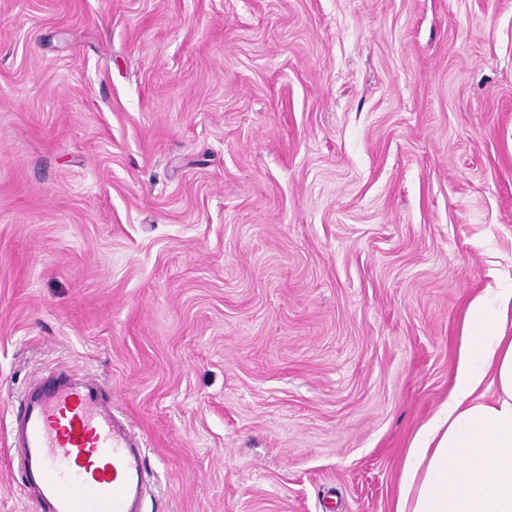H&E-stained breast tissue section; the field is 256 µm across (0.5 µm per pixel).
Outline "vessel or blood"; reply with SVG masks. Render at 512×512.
I'll use <instances>...</instances> for the list:
<instances>
[{
	"mask_svg": "<svg viewBox=\"0 0 512 512\" xmlns=\"http://www.w3.org/2000/svg\"><path fill=\"white\" fill-rule=\"evenodd\" d=\"M16 439L43 512H143L152 471L142 439L97 382H41L25 397Z\"/></svg>",
	"mask_w": 512,
	"mask_h": 512,
	"instance_id": "vessel-or-blood-1",
	"label": "vessel or blood"
}]
</instances>
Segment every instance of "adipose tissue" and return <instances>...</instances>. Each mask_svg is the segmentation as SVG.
<instances>
[{"label":"adipose tissue","instance_id":"1","mask_svg":"<svg viewBox=\"0 0 512 512\" xmlns=\"http://www.w3.org/2000/svg\"><path fill=\"white\" fill-rule=\"evenodd\" d=\"M394 512H512V288L470 300L453 386L407 450Z\"/></svg>","mask_w":512,"mask_h":512}]
</instances>
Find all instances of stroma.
<instances>
[{"label": "stroma", "instance_id": "1", "mask_svg": "<svg viewBox=\"0 0 512 512\" xmlns=\"http://www.w3.org/2000/svg\"><path fill=\"white\" fill-rule=\"evenodd\" d=\"M512 272V0H0V512L99 382L144 512H394Z\"/></svg>", "mask_w": 512, "mask_h": 512}]
</instances>
